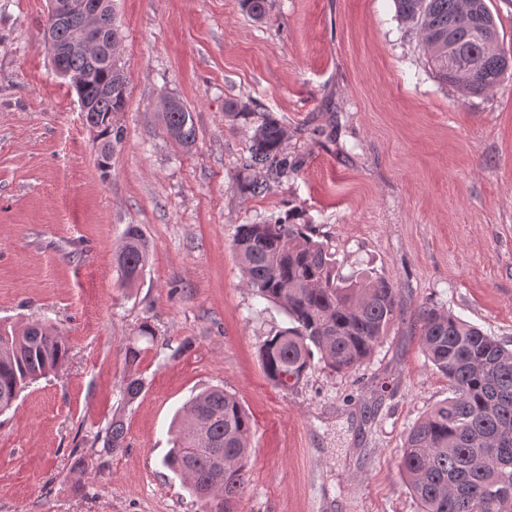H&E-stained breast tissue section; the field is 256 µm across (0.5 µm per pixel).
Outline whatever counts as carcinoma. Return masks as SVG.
I'll list each match as a JSON object with an SVG mask.
<instances>
[{
  "mask_svg": "<svg viewBox=\"0 0 512 512\" xmlns=\"http://www.w3.org/2000/svg\"><path fill=\"white\" fill-rule=\"evenodd\" d=\"M397 18L419 30L436 76L469 95L493 87L512 69L486 0H395ZM69 90L94 105L86 121L99 129L98 160L106 166L121 130L112 114L126 106L127 77L108 54V44L67 60ZM166 135L190 148L196 129L176 100L164 104ZM288 129L270 112L260 113L240 158L236 187L260 196L270 184L297 171L287 152ZM233 246L243 276L256 294L282 306L289 325L259 346L267 379L284 390L298 384L318 361L335 372L352 371L372 356L397 316V288L383 272L364 269L345 277L336 253L313 224H242ZM140 227H126L114 253L118 279L133 286L149 262ZM421 348L448 379V400L408 431L400 466L420 512H512V348L454 315L423 306L417 315ZM68 348L46 322L0 323V414L29 384L57 370ZM144 388L136 372L123 381L129 402ZM253 421L236 396L220 387L196 395L174 420L172 448L164 465L200 502V512H236L247 483ZM125 430L115 420L106 447H123ZM224 456V471L213 459Z\"/></svg>",
  "mask_w": 512,
  "mask_h": 512,
  "instance_id": "carcinoma-1",
  "label": "carcinoma"
}]
</instances>
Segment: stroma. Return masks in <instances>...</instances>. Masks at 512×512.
I'll return each mask as SVG.
<instances>
[{"mask_svg": "<svg viewBox=\"0 0 512 512\" xmlns=\"http://www.w3.org/2000/svg\"><path fill=\"white\" fill-rule=\"evenodd\" d=\"M127 75L110 168L43 41L48 0H0V320H46L61 368L0 414V512H197L163 464L171 420L211 386L251 415L237 512H419L402 440L448 398L421 352L435 306L512 340V74L465 97L435 75L393 0H114ZM191 113L196 143L165 134L161 103ZM260 103L302 162L259 197L236 188ZM315 225L342 274L392 277L399 313L370 359L315 365L283 390L259 345L288 318L258 297L232 249L237 228L289 213ZM151 246L121 285L127 225ZM136 365L126 347L141 326ZM138 372L131 403L120 386ZM123 448L104 449L112 420Z\"/></svg>", "mask_w": 512, "mask_h": 512, "instance_id": "stroma-1", "label": "stroma"}]
</instances>
